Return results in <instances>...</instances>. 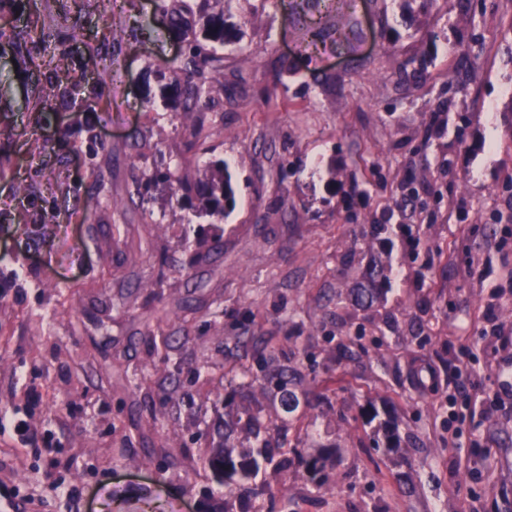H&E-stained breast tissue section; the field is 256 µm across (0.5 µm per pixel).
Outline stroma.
<instances>
[{
  "label": "stroma",
  "instance_id": "35a3bbf8",
  "mask_svg": "<svg viewBox=\"0 0 512 512\" xmlns=\"http://www.w3.org/2000/svg\"><path fill=\"white\" fill-rule=\"evenodd\" d=\"M320 9L241 4L222 120L190 152L179 119L141 109L182 51L152 0H0V494L16 512H209L203 460L253 334L312 390L290 442L342 455L327 491L267 475L263 512H512V343L496 334L512 327V0H357L352 32L332 12L312 50ZM68 84L96 92L45 110ZM89 127L92 159L72 148ZM183 153L192 178L223 158L237 201L191 278L167 189L128 201ZM97 184L113 203L89 217ZM373 260L383 301L337 302ZM153 332L177 338L181 373L147 401L121 374L162 383ZM370 403L416 440L400 463L373 448Z\"/></svg>",
  "mask_w": 512,
  "mask_h": 512
}]
</instances>
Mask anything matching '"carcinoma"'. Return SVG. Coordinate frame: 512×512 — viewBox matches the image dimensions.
Returning <instances> with one entry per match:
<instances>
[{"label":"carcinoma","instance_id":"1","mask_svg":"<svg viewBox=\"0 0 512 512\" xmlns=\"http://www.w3.org/2000/svg\"><path fill=\"white\" fill-rule=\"evenodd\" d=\"M240 2L154 0L156 21L167 28L169 35L186 44L184 60L169 66L173 98L163 97V107L172 117L192 119V123L182 125L190 149L208 136L206 112L217 85L224 79V48L240 44L245 36L247 16H239L237 23H228L234 4ZM183 167V160L176 158L143 172L133 183L129 197L141 198L163 185L175 207L209 219L212 226L224 221L236 206L232 177L224 159H209L202 174L191 180ZM384 277L385 268L371 265L366 272L368 287L340 288L336 300L370 307L384 295V289L379 287ZM172 350L166 337L159 344L153 343L154 368L170 377L178 370V363L171 358ZM242 375L245 391L241 396L239 425L245 441L236 444L226 434L205 459L212 479L224 489V504L214 505L210 512H255L252 503L264 489L257 478L269 469L300 478L318 490L328 489L325 471L330 457L336 455V446L304 456L288 445L287 430L300 421L303 407L308 405L305 376L299 364L281 362L278 351L266 347L254 363L242 368ZM372 440L374 447L387 457L399 456L404 451L399 436L381 424L373 426Z\"/></svg>","mask_w":512,"mask_h":512}]
</instances>
